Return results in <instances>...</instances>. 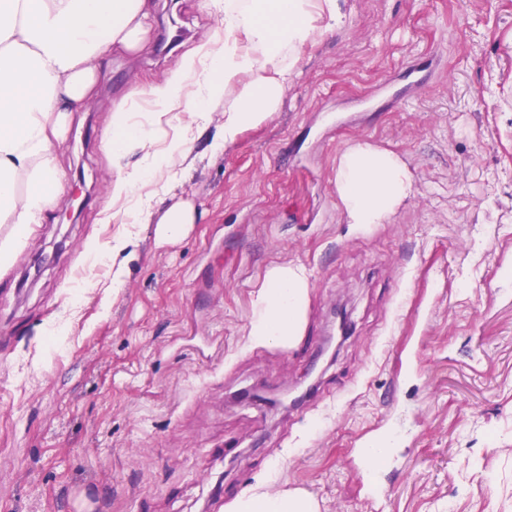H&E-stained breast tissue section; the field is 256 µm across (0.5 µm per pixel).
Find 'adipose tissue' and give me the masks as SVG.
I'll return each mask as SVG.
<instances>
[{
	"mask_svg": "<svg viewBox=\"0 0 512 512\" xmlns=\"http://www.w3.org/2000/svg\"><path fill=\"white\" fill-rule=\"evenodd\" d=\"M224 12V40L182 56L168 79L140 86L138 98L178 129L159 167L131 166L128 153H151L153 130L137 126L128 107L115 109L99 137L117 175L113 201L138 197L135 221L154 228L157 246L175 243L196 223L188 200L175 197L178 164L206 118L203 107L224 100V123L212 151L270 119L283 106L304 52L347 17L339 0H203ZM151 0H0V269L9 267L34 225L44 223L66 182L56 148L73 112L93 97L98 60L113 51L144 52L151 41ZM334 185L345 223H390L415 193L414 177L394 151L368 141L336 156ZM308 278L294 264L270 268L255 300L250 336L260 346L297 336ZM232 512H316L311 495L295 490L247 492Z\"/></svg>",
	"mask_w": 512,
	"mask_h": 512,
	"instance_id": "obj_1",
	"label": "adipose tissue"
}]
</instances>
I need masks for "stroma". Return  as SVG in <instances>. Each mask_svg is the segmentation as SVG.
Segmentation results:
<instances>
[{
  "label": "stroma",
  "instance_id": "obj_1",
  "mask_svg": "<svg viewBox=\"0 0 512 512\" xmlns=\"http://www.w3.org/2000/svg\"><path fill=\"white\" fill-rule=\"evenodd\" d=\"M155 4L148 51L100 62L61 199L0 270V505L228 512L261 487L371 512L351 461L392 413L406 427L382 512H512V0H341L347 24L268 122L214 154L209 106L178 188L200 218L165 248L113 203L99 135L224 25L199 0ZM355 140L414 175L391 223L356 229L336 206ZM117 235L132 245L113 295L91 248ZM285 263L309 274L302 330L253 345L258 287ZM340 311L348 333L323 356Z\"/></svg>",
  "mask_w": 512,
  "mask_h": 512
}]
</instances>
